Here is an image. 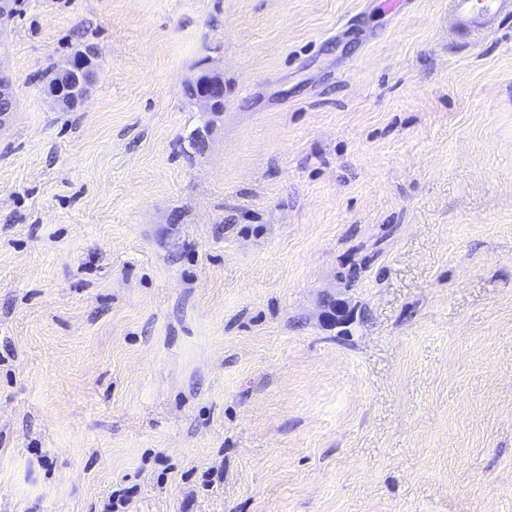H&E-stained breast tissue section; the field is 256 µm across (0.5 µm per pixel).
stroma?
Returning <instances> with one entry per match:
<instances>
[{
    "instance_id": "stroma-1",
    "label": "stroma",
    "mask_w": 512,
    "mask_h": 512,
    "mask_svg": "<svg viewBox=\"0 0 512 512\" xmlns=\"http://www.w3.org/2000/svg\"><path fill=\"white\" fill-rule=\"evenodd\" d=\"M0 71V512H512V19L15 0ZM95 55L94 48L87 46L53 72L49 95L58 107L74 109L82 104L93 80ZM198 86V94L196 97V89L193 85L186 88V94L190 98H197L202 102L207 111L218 112L224 103V79L219 74L205 73L201 75L195 82Z\"/></svg>"
}]
</instances>
